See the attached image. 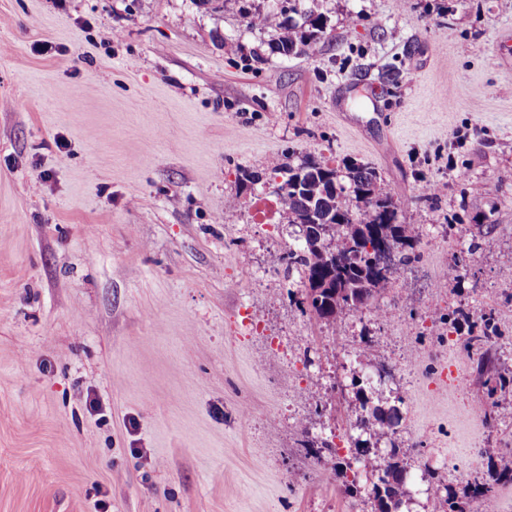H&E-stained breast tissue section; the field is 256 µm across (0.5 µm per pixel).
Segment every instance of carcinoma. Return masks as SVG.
I'll use <instances>...</instances> for the list:
<instances>
[{"instance_id": "1", "label": "carcinoma", "mask_w": 512, "mask_h": 512, "mask_svg": "<svg viewBox=\"0 0 512 512\" xmlns=\"http://www.w3.org/2000/svg\"><path fill=\"white\" fill-rule=\"evenodd\" d=\"M326 33V21L309 14L301 25L288 24V36L277 49L296 54L315 50ZM281 178L278 191L288 210V225L298 227V244L288 252V269L301 274L304 303L317 320L334 321L345 310L366 307L386 288L393 267L415 259V239L400 224L402 203L381 183L375 169L358 163L337 164L329 158H307L273 172ZM491 318L484 330L468 337L464 348L478 355L477 368L489 367L493 336ZM512 384V376L490 375L484 381L487 399L497 388ZM374 423L392 427L400 411L392 406L371 409ZM406 468L392 452L379 469L380 512L399 509L398 488ZM502 473L488 471L474 483L475 496H488Z\"/></svg>"}]
</instances>
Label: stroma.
<instances>
[{"mask_svg": "<svg viewBox=\"0 0 512 512\" xmlns=\"http://www.w3.org/2000/svg\"><path fill=\"white\" fill-rule=\"evenodd\" d=\"M280 9L0 0V512H375L393 450L398 512H512L465 489L512 468V385L461 347L493 313L512 372V0H301L300 56ZM309 155L374 166L418 240L333 323L236 179ZM291 21V17L288 16V36L279 41L277 49L289 53L294 51V54L314 51L326 33L324 18L309 14L300 26L292 24Z\"/></svg>", "mask_w": 512, "mask_h": 512, "instance_id": "stroma-1", "label": "stroma"}]
</instances>
